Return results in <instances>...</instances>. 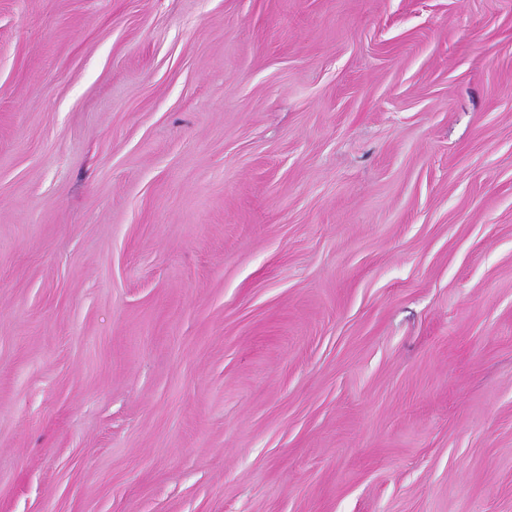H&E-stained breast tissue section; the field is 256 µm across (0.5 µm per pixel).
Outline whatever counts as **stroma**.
I'll list each match as a JSON object with an SVG mask.
<instances>
[{
  "mask_svg": "<svg viewBox=\"0 0 512 512\" xmlns=\"http://www.w3.org/2000/svg\"><path fill=\"white\" fill-rule=\"evenodd\" d=\"M0 512H512V0H0Z\"/></svg>",
  "mask_w": 512,
  "mask_h": 512,
  "instance_id": "obj_1",
  "label": "stroma"
}]
</instances>
